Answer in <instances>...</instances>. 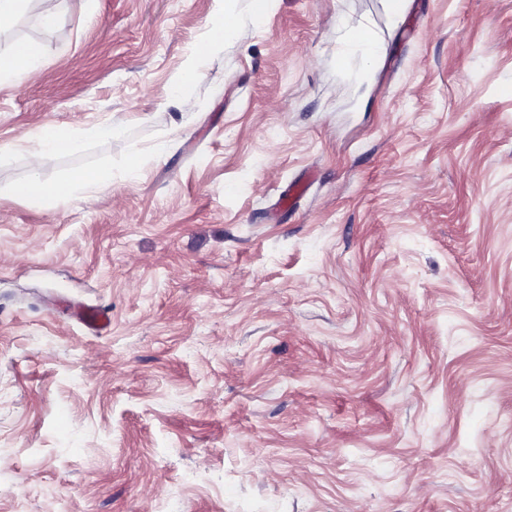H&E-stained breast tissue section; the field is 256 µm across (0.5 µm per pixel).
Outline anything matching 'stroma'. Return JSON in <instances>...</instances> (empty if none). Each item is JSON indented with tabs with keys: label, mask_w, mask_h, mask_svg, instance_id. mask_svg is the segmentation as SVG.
<instances>
[{
	"label": "stroma",
	"mask_w": 512,
	"mask_h": 512,
	"mask_svg": "<svg viewBox=\"0 0 512 512\" xmlns=\"http://www.w3.org/2000/svg\"><path fill=\"white\" fill-rule=\"evenodd\" d=\"M248 2L174 100L222 0L0 34V512H512V0ZM44 54L39 43L20 39L12 43L8 52L0 55V81L18 78L39 69ZM35 147L29 152L28 165L31 175L12 189L14 195L37 201H54L71 197L91 187L115 188L112 170L103 167L78 169L65 181H52L40 174L46 156L61 155L72 151L75 142L71 134L58 128H43L35 136ZM77 316L84 327L95 334L106 332L111 322L109 312L98 306L83 307Z\"/></svg>",
	"instance_id": "35a3bbf8"
}]
</instances>
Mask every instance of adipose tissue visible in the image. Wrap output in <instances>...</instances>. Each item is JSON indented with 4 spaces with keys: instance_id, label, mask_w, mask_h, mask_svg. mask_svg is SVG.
Masks as SVG:
<instances>
[{
    "instance_id": "obj_1",
    "label": "adipose tissue",
    "mask_w": 512,
    "mask_h": 512,
    "mask_svg": "<svg viewBox=\"0 0 512 512\" xmlns=\"http://www.w3.org/2000/svg\"><path fill=\"white\" fill-rule=\"evenodd\" d=\"M43 61L44 54L39 43L27 39L17 40L6 54L0 55V81L37 70ZM34 140L35 146L28 155L31 174L25 181L13 187L14 195L49 202L73 196L91 187L115 186L116 181L111 170L103 167L75 170L63 181L43 178L40 169L44 158L69 153L75 142L68 131L58 128L41 129L35 134Z\"/></svg>"
}]
</instances>
